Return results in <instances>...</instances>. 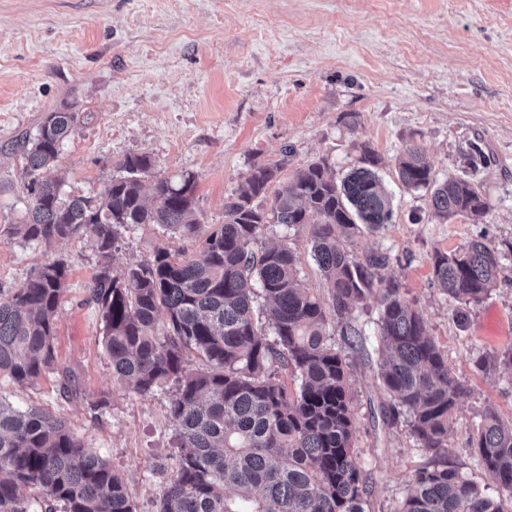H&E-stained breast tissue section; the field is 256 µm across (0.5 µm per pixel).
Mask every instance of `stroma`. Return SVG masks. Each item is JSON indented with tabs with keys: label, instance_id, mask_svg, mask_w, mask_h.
Wrapping results in <instances>:
<instances>
[{
	"label": "stroma",
	"instance_id": "stroma-1",
	"mask_svg": "<svg viewBox=\"0 0 512 512\" xmlns=\"http://www.w3.org/2000/svg\"><path fill=\"white\" fill-rule=\"evenodd\" d=\"M65 107L80 117L58 158L73 191L101 192L119 160L144 154L152 175H196L205 225L223 223L225 198L254 165L283 159L290 174L322 158L341 178L363 147L375 150L393 219L349 248L359 257L387 254L383 275L420 309L467 384L448 455L496 495L470 439L486 408L512 419V375L477 366L512 348V0H0V218L20 215L24 136ZM413 144L438 179L478 184L487 214L435 218L425 193L395 175ZM283 239L307 287L324 293L308 227L264 232V242ZM474 239L499 249L500 274L488 296L466 305L434 284L431 258ZM119 245L116 271L159 246L193 249L151 224L120 228ZM56 257L69 278L54 364L26 387L0 379V399L64 417L85 448L126 477L138 512H154L166 483L159 466L177 451L174 388L141 397L113 378L87 300L99 260L91 242L45 248L0 231V289L21 287ZM353 317L367 336L365 350L348 355L354 445L371 490L365 512H398L431 455L417 448L407 416L390 425L380 413L375 306ZM66 371L78 380L67 399Z\"/></svg>",
	"mask_w": 512,
	"mask_h": 512
}]
</instances>
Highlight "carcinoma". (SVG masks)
Returning a JSON list of instances; mask_svg holds the SVG:
<instances>
[{"label":"carcinoma","instance_id":"cac0c4a2","mask_svg":"<svg viewBox=\"0 0 512 512\" xmlns=\"http://www.w3.org/2000/svg\"><path fill=\"white\" fill-rule=\"evenodd\" d=\"M76 130L75 113L50 112L25 136L24 216L8 222V232L47 247L91 240L100 262L88 302L103 323L112 376L142 397L175 385L170 415L179 427L178 454L155 512H365L370 490L353 446L349 363L328 342L327 325L336 318L345 347L361 348L366 336L348 314L371 301L378 378L388 399L384 420L407 415L416 447L432 453L399 512H512V421L488 407L471 437L498 489L491 497L448 459V429L467 385L448 368L420 310L397 282L379 275L387 255L358 258L347 249L361 227L377 230L392 218L373 150L363 148L362 167L339 182L326 160L310 163L268 206L284 164L255 166L245 187L224 199V223L205 227L197 177H152L145 155L125 157L99 195L75 194L64 180L45 176ZM397 174L405 188L428 195L439 219H478L489 209L470 180H437L416 146L405 148ZM128 224H155L194 250L159 247L116 272L110 259L118 228ZM269 224L309 226L327 297L306 287L289 243L257 245ZM499 267V249L479 240L433 257L438 286L465 304L488 295ZM68 272L66 261L48 259L21 287L0 292V379L24 387L53 366ZM257 297L271 340L255 319ZM191 354L201 360L194 372L185 368ZM484 366L512 372V349ZM279 370L292 374L294 387L275 377ZM0 512H137V505L124 477L84 448L62 417L0 401Z\"/></svg>","mask_w":512,"mask_h":512}]
</instances>
